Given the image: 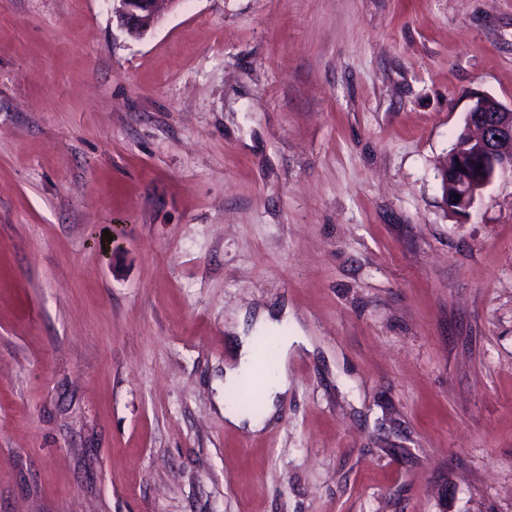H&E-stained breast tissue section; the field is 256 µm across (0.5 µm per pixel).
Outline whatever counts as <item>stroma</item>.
Wrapping results in <instances>:
<instances>
[{
	"instance_id": "35a3bbf8",
	"label": "stroma",
	"mask_w": 512,
	"mask_h": 512,
	"mask_svg": "<svg viewBox=\"0 0 512 512\" xmlns=\"http://www.w3.org/2000/svg\"><path fill=\"white\" fill-rule=\"evenodd\" d=\"M478 94L512 0H0V512H512V177L439 174ZM180 0H113L112 18L128 35L139 38L160 20L168 5ZM256 336H237L233 343L232 360L224 366V387H234L238 380L250 373L257 363ZM299 344H304L299 337L288 339L283 336L280 341L281 363L276 369L273 377L269 380V392L267 393V411L264 419L248 417L237 410L224 406V422L232 427L244 428L250 432H257L264 428L265 421L270 419L276 412V400H282L288 395L290 382L288 380L287 360L288 352Z\"/></svg>"
}]
</instances>
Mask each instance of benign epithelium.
<instances>
[{
	"label": "benign epithelium",
	"mask_w": 512,
	"mask_h": 512,
	"mask_svg": "<svg viewBox=\"0 0 512 512\" xmlns=\"http://www.w3.org/2000/svg\"><path fill=\"white\" fill-rule=\"evenodd\" d=\"M179 0H112V16L128 35L139 38L160 20L164 9ZM465 135L466 149L457 154L453 167L441 165L443 177L453 174L454 207L465 214L476 198L503 174L512 175V104L486 95L470 108Z\"/></svg>",
	"instance_id": "1"
}]
</instances>
